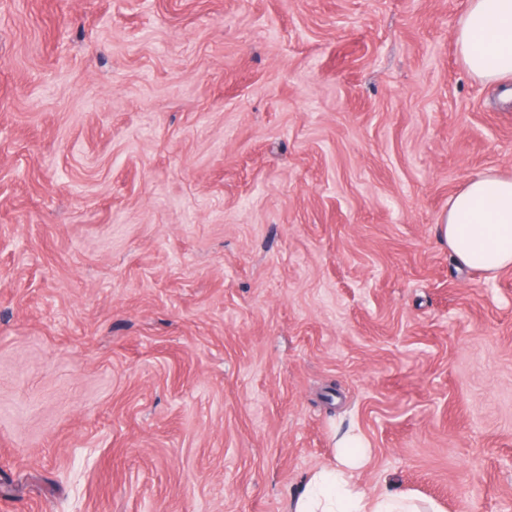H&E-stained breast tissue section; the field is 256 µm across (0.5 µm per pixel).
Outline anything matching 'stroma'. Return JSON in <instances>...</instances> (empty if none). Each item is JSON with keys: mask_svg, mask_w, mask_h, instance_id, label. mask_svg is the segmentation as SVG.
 <instances>
[{"mask_svg": "<svg viewBox=\"0 0 512 512\" xmlns=\"http://www.w3.org/2000/svg\"><path fill=\"white\" fill-rule=\"evenodd\" d=\"M468 0H0V512L512 503V270L437 231L512 175ZM332 465L311 473L293 500L292 512H441L434 502H418L404 491L374 494L356 477L367 462V444L356 432L336 442Z\"/></svg>", "mask_w": 512, "mask_h": 512, "instance_id": "35a3bbf8", "label": "stroma"}]
</instances>
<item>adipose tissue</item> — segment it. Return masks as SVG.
Returning <instances> with one entry per match:
<instances>
[{
	"label": "adipose tissue",
	"instance_id": "obj_1",
	"mask_svg": "<svg viewBox=\"0 0 512 512\" xmlns=\"http://www.w3.org/2000/svg\"><path fill=\"white\" fill-rule=\"evenodd\" d=\"M467 69L488 82L512 80V0H469L455 32ZM439 233L456 261L487 278L512 266V177L484 173L470 179L443 213ZM332 465L311 473L293 500V512H441L403 491L375 494L356 477L367 445L356 432L338 438Z\"/></svg>",
	"mask_w": 512,
	"mask_h": 512
}]
</instances>
